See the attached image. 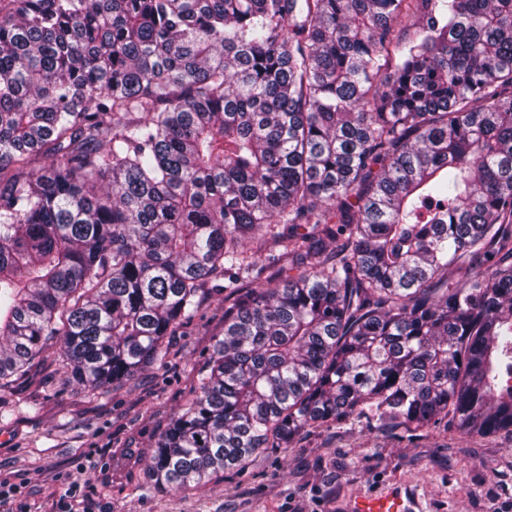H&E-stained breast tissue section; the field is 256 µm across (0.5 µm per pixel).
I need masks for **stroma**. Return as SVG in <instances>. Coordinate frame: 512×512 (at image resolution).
Listing matches in <instances>:
<instances>
[{
    "label": "stroma",
    "mask_w": 512,
    "mask_h": 512,
    "mask_svg": "<svg viewBox=\"0 0 512 512\" xmlns=\"http://www.w3.org/2000/svg\"><path fill=\"white\" fill-rule=\"evenodd\" d=\"M224 329V298L169 337L158 364L95 395L46 353L0 390V472L23 475L32 512H54L62 476L85 484L99 512H344L349 499L406 485L425 512H494L512 499V433L465 434L455 425L385 431L352 418L271 448L246 469L190 492L152 488L153 443L188 398Z\"/></svg>",
    "instance_id": "1"
}]
</instances>
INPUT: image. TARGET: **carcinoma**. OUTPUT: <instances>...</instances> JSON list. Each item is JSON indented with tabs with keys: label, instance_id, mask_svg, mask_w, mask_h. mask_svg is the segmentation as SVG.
Segmentation results:
<instances>
[{
	"label": "carcinoma",
	"instance_id": "1",
	"mask_svg": "<svg viewBox=\"0 0 512 512\" xmlns=\"http://www.w3.org/2000/svg\"><path fill=\"white\" fill-rule=\"evenodd\" d=\"M208 283L161 492L351 417L512 433V0H0V389L127 384Z\"/></svg>",
	"mask_w": 512,
	"mask_h": 512
}]
</instances>
